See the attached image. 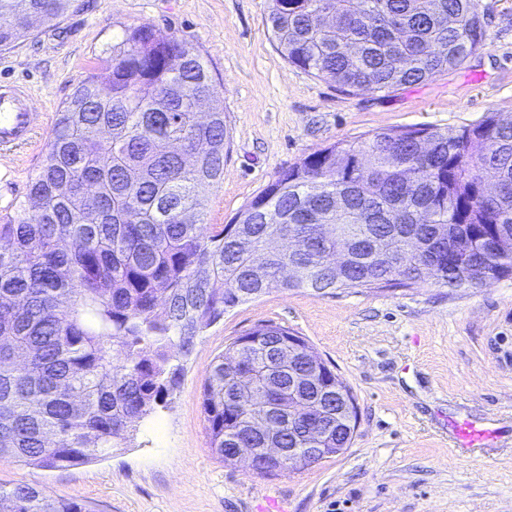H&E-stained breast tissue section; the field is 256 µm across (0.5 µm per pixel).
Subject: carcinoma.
I'll return each mask as SVG.
<instances>
[{
	"mask_svg": "<svg viewBox=\"0 0 512 512\" xmlns=\"http://www.w3.org/2000/svg\"><path fill=\"white\" fill-rule=\"evenodd\" d=\"M69 0H0V49L60 19ZM289 63L344 91L392 92L456 69L483 46L476 0H269ZM189 43L149 26L112 45L108 84L90 75L58 112L45 159L0 224V458L67 469L125 448L165 407L197 336L276 286L316 297L431 278L482 288L512 274V121L491 114L339 141L283 171L232 224H206L198 189L224 174V112ZM441 256L425 267L424 253ZM288 327L261 324L216 358L202 385L211 448H347L350 388L308 343L277 369ZM296 459L260 461L261 476ZM0 512H93L26 482Z\"/></svg>",
	"mask_w": 512,
	"mask_h": 512,
	"instance_id": "carcinoma-1",
	"label": "carcinoma"
}]
</instances>
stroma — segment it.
I'll return each mask as SVG.
<instances>
[{"label":"stroma","mask_w":512,"mask_h":512,"mask_svg":"<svg viewBox=\"0 0 512 512\" xmlns=\"http://www.w3.org/2000/svg\"><path fill=\"white\" fill-rule=\"evenodd\" d=\"M485 44L466 63L386 93H346L289 64L267 32L268 0H75L0 51V82L28 88L43 123L0 154V216L25 201L57 115L88 75L107 82L113 43L147 25L205 58L230 140L220 183L200 190L204 221L230 224L301 158L334 142L405 127L456 130L512 118V0H477ZM275 322L301 336L351 388L359 424L343 454L263 477L210 446L202 384L236 337ZM493 432L463 450L454 425ZM25 481L95 512H512V277L451 290L315 297L277 287L229 308L198 336L168 408L128 447L68 469L0 458V484Z\"/></svg>","instance_id":"35a3bbf8"}]
</instances>
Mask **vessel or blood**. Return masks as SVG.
<instances>
[{
  "label": "vessel or blood",
  "mask_w": 512,
  "mask_h": 512,
  "mask_svg": "<svg viewBox=\"0 0 512 512\" xmlns=\"http://www.w3.org/2000/svg\"><path fill=\"white\" fill-rule=\"evenodd\" d=\"M39 123L40 115L33 112L28 91L15 84L0 83V153L29 142ZM490 436L489 430L476 428L470 422L454 429L455 442L461 448L481 445Z\"/></svg>",
  "instance_id": "1"
}]
</instances>
